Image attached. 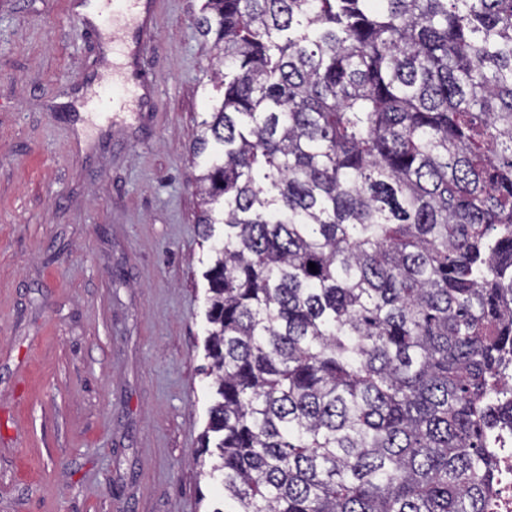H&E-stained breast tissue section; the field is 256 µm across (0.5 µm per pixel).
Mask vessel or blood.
Instances as JSON below:
<instances>
[{"mask_svg":"<svg viewBox=\"0 0 512 512\" xmlns=\"http://www.w3.org/2000/svg\"><path fill=\"white\" fill-rule=\"evenodd\" d=\"M112 16L125 33L113 52L112 83L118 90L122 109L136 112L154 92L140 65L139 39L154 18V0H112Z\"/></svg>","mask_w":512,"mask_h":512,"instance_id":"obj_1","label":"vessel or blood"}]
</instances>
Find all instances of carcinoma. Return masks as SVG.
<instances>
[{
  "mask_svg": "<svg viewBox=\"0 0 512 512\" xmlns=\"http://www.w3.org/2000/svg\"><path fill=\"white\" fill-rule=\"evenodd\" d=\"M197 24L224 85L197 135L212 512H490L512 0H206Z\"/></svg>",
  "mask_w": 512,
  "mask_h": 512,
  "instance_id": "carcinoma-1",
  "label": "carcinoma"
}]
</instances>
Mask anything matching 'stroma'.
<instances>
[{
  "mask_svg": "<svg viewBox=\"0 0 512 512\" xmlns=\"http://www.w3.org/2000/svg\"><path fill=\"white\" fill-rule=\"evenodd\" d=\"M86 2L0 0V512H208L204 0H156L119 120Z\"/></svg>",
  "mask_w": 512,
  "mask_h": 512,
  "instance_id": "stroma-1",
  "label": "stroma"
}]
</instances>
